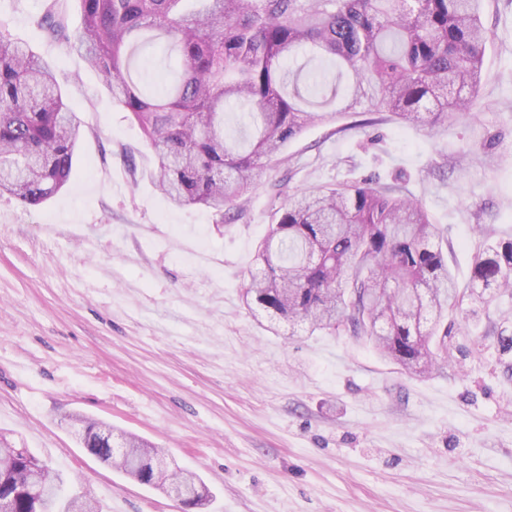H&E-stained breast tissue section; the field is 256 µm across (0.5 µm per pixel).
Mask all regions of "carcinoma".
Listing matches in <instances>:
<instances>
[{
	"mask_svg": "<svg viewBox=\"0 0 512 512\" xmlns=\"http://www.w3.org/2000/svg\"><path fill=\"white\" fill-rule=\"evenodd\" d=\"M50 0L38 26L80 52L130 114L155 157L153 185L170 204L224 217L241 209L263 168L310 124L367 102L404 124L445 127L478 100L487 31L483 0H79L71 31ZM170 61L145 91L143 52ZM331 60L336 76L311 66ZM240 110L229 130L227 110ZM83 137L46 61L0 25V195L26 206L55 196ZM442 232L419 202L371 179L319 185L281 203L256 248L247 306L311 332L350 335L408 372L448 362L441 318L464 301L512 297V240L484 244L461 291L439 247ZM88 454L141 485L192 488V512L213 493L195 473L160 476L161 450L137 437L99 448L107 424L68 416ZM0 501L10 512H102L65 492L63 478L28 449L0 447Z\"/></svg>",
	"mask_w": 512,
	"mask_h": 512,
	"instance_id": "1",
	"label": "carcinoma"
}]
</instances>
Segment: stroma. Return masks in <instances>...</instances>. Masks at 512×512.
<instances>
[{
    "label": "stroma",
    "mask_w": 512,
    "mask_h": 512,
    "mask_svg": "<svg viewBox=\"0 0 512 512\" xmlns=\"http://www.w3.org/2000/svg\"><path fill=\"white\" fill-rule=\"evenodd\" d=\"M45 0H0V20L50 65L85 136L70 186L27 207L0 197V433L103 512H179L79 448L81 413L199 474L204 512H512V352L495 307L448 313L443 372L409 375L353 337L249 310L258 243L288 195L397 184L444 230L460 288L485 238L512 240V0H484L479 99L447 128L308 126L262 171L240 217L171 206L127 112L37 20Z\"/></svg>",
    "instance_id": "1"
}]
</instances>
